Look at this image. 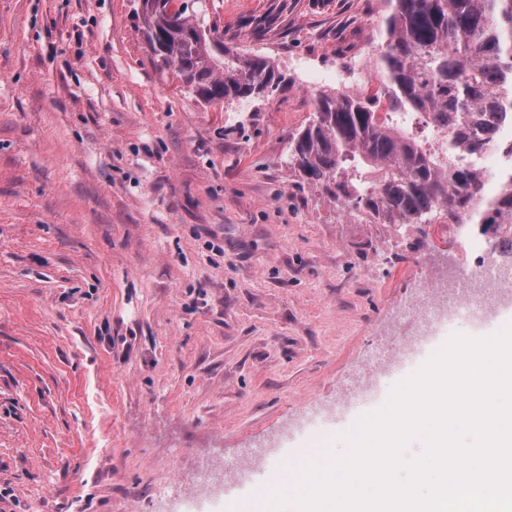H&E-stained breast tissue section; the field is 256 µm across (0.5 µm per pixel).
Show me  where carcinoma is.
Instances as JSON below:
<instances>
[{
  "mask_svg": "<svg viewBox=\"0 0 512 512\" xmlns=\"http://www.w3.org/2000/svg\"><path fill=\"white\" fill-rule=\"evenodd\" d=\"M376 72L391 112H426L448 132V157L428 153L400 126L379 120L377 98H314V119L291 143L289 165L342 208L393 224H480L512 214V0H388ZM154 56L208 103L279 87L269 60L245 57L192 23L179 0L141 10ZM507 158L499 191L465 158L489 146Z\"/></svg>",
  "mask_w": 512,
  "mask_h": 512,
  "instance_id": "1",
  "label": "carcinoma"
}]
</instances>
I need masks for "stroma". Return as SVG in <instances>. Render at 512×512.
Masks as SVG:
<instances>
[{"label":"stroma","instance_id":"stroma-1","mask_svg":"<svg viewBox=\"0 0 512 512\" xmlns=\"http://www.w3.org/2000/svg\"><path fill=\"white\" fill-rule=\"evenodd\" d=\"M283 76L209 104L139 0H0V512H240L251 446L294 460L428 266L438 225L351 223L288 166L313 99L384 42V0H187Z\"/></svg>","mask_w":512,"mask_h":512}]
</instances>
